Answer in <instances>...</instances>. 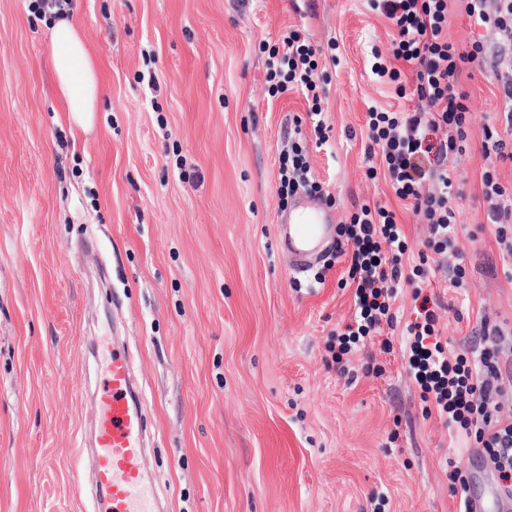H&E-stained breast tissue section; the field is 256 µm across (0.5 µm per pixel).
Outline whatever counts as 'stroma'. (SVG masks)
Instances as JSON below:
<instances>
[{
  "label": "stroma",
  "instance_id": "35a3bbf8",
  "mask_svg": "<svg viewBox=\"0 0 512 512\" xmlns=\"http://www.w3.org/2000/svg\"><path fill=\"white\" fill-rule=\"evenodd\" d=\"M30 0H0V512H88L97 337L124 345L142 390V468L163 512H458L451 469L472 491L497 480L480 449L449 434L403 366L401 323L345 355L353 290L339 229L362 205L391 208L412 251L428 226L370 179L369 107L412 108L379 82L374 53L393 28L369 0H71L99 63L90 133L72 128L50 66L49 22ZM319 47L329 141L318 144L296 90L272 94L269 48L288 28ZM467 147L458 245L429 258L449 349L473 355L504 333L500 391L512 420V269L481 196L495 166L483 129L504 123L490 61L466 70ZM302 126H295V118ZM300 143L332 232L296 271L281 223V161ZM323 283H316V276Z\"/></svg>",
  "mask_w": 512,
  "mask_h": 512
}]
</instances>
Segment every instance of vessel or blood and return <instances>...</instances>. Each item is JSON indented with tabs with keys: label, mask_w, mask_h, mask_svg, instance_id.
<instances>
[{
	"label": "vessel or blood",
	"mask_w": 512,
	"mask_h": 512,
	"mask_svg": "<svg viewBox=\"0 0 512 512\" xmlns=\"http://www.w3.org/2000/svg\"><path fill=\"white\" fill-rule=\"evenodd\" d=\"M287 224L286 242L301 257L308 244L330 232L328 215L305 199L297 201ZM98 354L105 379L94 414L95 499L104 504L105 512H158L154 483L141 466L146 422L129 355L106 344Z\"/></svg>",
	"instance_id": "vessel-or-blood-1"
}]
</instances>
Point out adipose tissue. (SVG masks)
<instances>
[{
    "label": "adipose tissue",
    "mask_w": 512,
    "mask_h": 512,
    "mask_svg": "<svg viewBox=\"0 0 512 512\" xmlns=\"http://www.w3.org/2000/svg\"><path fill=\"white\" fill-rule=\"evenodd\" d=\"M52 68L71 121L92 127L99 96L97 64L88 51L81 26L63 16L51 23Z\"/></svg>",
    "instance_id": "obj_1"
}]
</instances>
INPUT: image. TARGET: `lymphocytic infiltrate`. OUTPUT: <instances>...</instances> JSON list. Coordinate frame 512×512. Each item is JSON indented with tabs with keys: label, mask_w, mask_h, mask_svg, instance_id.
Returning <instances> with one entry per match:
<instances>
[{
	"label": "lymphocytic infiltrate",
	"mask_w": 512,
	"mask_h": 512,
	"mask_svg": "<svg viewBox=\"0 0 512 512\" xmlns=\"http://www.w3.org/2000/svg\"><path fill=\"white\" fill-rule=\"evenodd\" d=\"M448 2L370 0L373 10L389 19L396 30L390 56L379 59L373 72L381 81L395 85L398 94L412 92L417 103L408 111L369 108L366 125L382 153L380 166L369 167L368 174L384 177L396 197L423 216L429 236L425 253L413 264L406 258L405 232L388 207L363 205L342 225L341 234L351 245L347 279L354 288V314L344 332L336 336L332 361L342 364L354 346L377 336L382 325H394L398 291L411 289L415 317L406 325L408 371L423 399L435 404L449 431L474 440L500 486L511 492L512 422L503 421L491 402L499 380L500 349L495 345L483 348L475 358L446 350L436 330L440 303L424 292L432 252L454 253L456 264L449 284L454 288L467 285V262L458 251L453 208L462 189L452 160L464 151L470 113L469 95L462 90L460 78L487 53L483 34L467 49L458 48L448 32ZM458 2L474 25L497 37L493 69L502 89L503 116L512 129V0ZM316 54V47L302 31L291 29L273 46L269 68L277 80L276 91H301L314 135L323 144L328 134ZM404 62L411 65V74L401 70ZM442 129L447 135L441 139L437 133ZM481 184L496 240L512 259V234L503 225L512 216V193L491 169L484 170ZM302 187L317 193L322 190L297 145L281 162L278 193L285 199Z\"/></svg>",
	"instance_id": "obj_1"
}]
</instances>
